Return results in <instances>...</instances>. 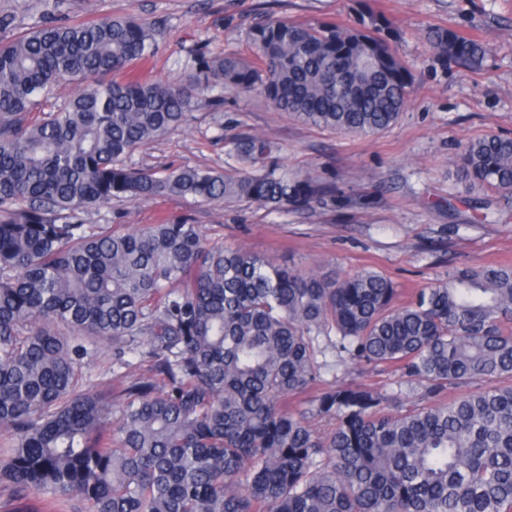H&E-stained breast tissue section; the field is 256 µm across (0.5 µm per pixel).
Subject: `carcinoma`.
<instances>
[{"mask_svg":"<svg viewBox=\"0 0 512 512\" xmlns=\"http://www.w3.org/2000/svg\"><path fill=\"white\" fill-rule=\"evenodd\" d=\"M247 37L254 61L202 52L177 86L118 78L153 52L152 28L132 18L48 21L0 42V483L42 496L36 512L73 498L89 512H512V266L456 267L404 299L378 272L279 267L207 244L197 224H85L114 199L286 210L318 193L274 166H132L210 87L258 90L304 124L357 135L389 129L408 102L411 75L372 9L354 26L264 19ZM425 39L443 67L486 54L445 27ZM63 82L71 98L38 111ZM272 149L234 143L243 163ZM458 173L511 193L512 136L470 141ZM322 334L425 399L460 393L394 413L371 386L342 384L290 411L282 401L329 367ZM108 341L150 372L120 391L114 420L80 390L84 359ZM312 416L335 425L321 433Z\"/></svg>","mask_w":512,"mask_h":512,"instance_id":"carcinoma-1","label":"carcinoma"}]
</instances>
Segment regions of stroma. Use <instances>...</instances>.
Wrapping results in <instances>:
<instances>
[{"mask_svg":"<svg viewBox=\"0 0 512 512\" xmlns=\"http://www.w3.org/2000/svg\"><path fill=\"white\" fill-rule=\"evenodd\" d=\"M395 31L393 46L413 78L399 122L370 137L301 123L260 93L214 88L186 124L137 151L138 167L189 166L241 171L238 139L264 135L275 144L270 160L280 172L318 187L307 208L254 209L243 203L203 202L179 196L134 204L115 201L89 211L93 227L127 231L160 219L199 225L208 243L241 247L295 270L353 274L371 269L399 288H426L450 269L468 264H512V193L466 191L456 161L465 145L486 133L512 135V0H370ZM361 0H0V15L16 31L38 25L45 13L74 21L137 17L158 32L149 63L129 72L144 80L180 84L200 49L254 57L249 28L263 18L298 23H354ZM441 26L478 39L487 49L480 67L432 60L424 39ZM492 220H484V212ZM146 364L112 361L104 346L86 368V389L120 391L145 374ZM371 385L398 394L400 373L363 369L344 361L324 372L306 393L286 399L291 410L337 382Z\"/></svg>","mask_w":512,"mask_h":512,"instance_id":"35a3bbf8","label":"stroma"}]
</instances>
